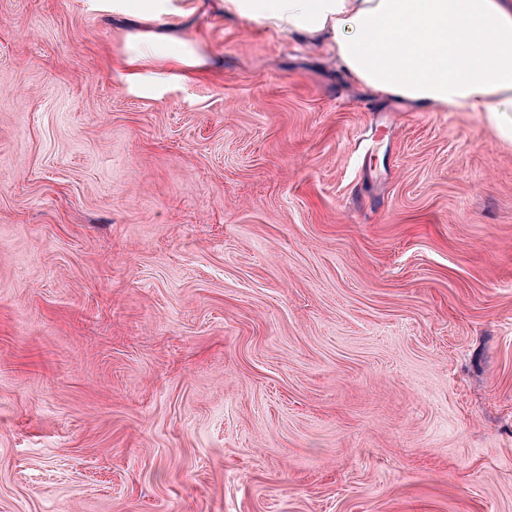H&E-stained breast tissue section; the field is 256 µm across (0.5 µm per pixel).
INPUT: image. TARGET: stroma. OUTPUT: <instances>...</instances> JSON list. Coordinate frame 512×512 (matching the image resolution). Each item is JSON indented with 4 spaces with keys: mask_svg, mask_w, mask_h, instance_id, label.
<instances>
[{
    "mask_svg": "<svg viewBox=\"0 0 512 512\" xmlns=\"http://www.w3.org/2000/svg\"><path fill=\"white\" fill-rule=\"evenodd\" d=\"M178 4L0 0V512H512V143ZM122 63L131 82L139 81L143 76L142 69L148 66L155 67L159 76L178 71L180 78L187 79L205 65L198 51L184 40L161 48L159 40L149 33L139 34L128 43Z\"/></svg>",
    "mask_w": 512,
    "mask_h": 512,
    "instance_id": "35a3bbf8",
    "label": "stroma"
}]
</instances>
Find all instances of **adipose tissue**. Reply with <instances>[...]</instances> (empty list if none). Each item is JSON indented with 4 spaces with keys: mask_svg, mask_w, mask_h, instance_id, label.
<instances>
[{
    "mask_svg": "<svg viewBox=\"0 0 512 512\" xmlns=\"http://www.w3.org/2000/svg\"><path fill=\"white\" fill-rule=\"evenodd\" d=\"M224 14L317 41L374 95L424 110L484 112L512 141V0H223ZM130 81L145 67L189 78L203 59L185 41L142 33L126 47Z\"/></svg>",
    "mask_w": 512,
    "mask_h": 512,
    "instance_id": "obj_1",
    "label": "adipose tissue"
}]
</instances>
